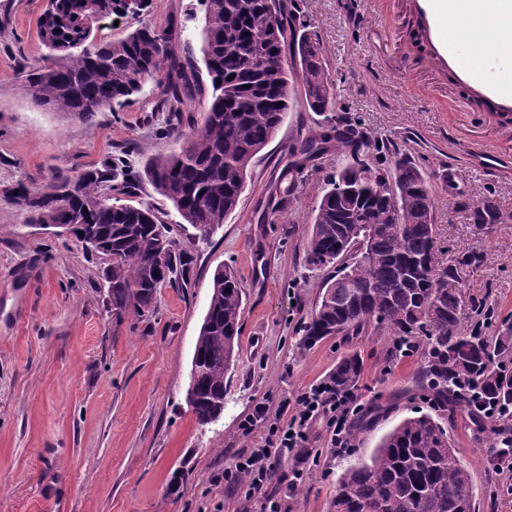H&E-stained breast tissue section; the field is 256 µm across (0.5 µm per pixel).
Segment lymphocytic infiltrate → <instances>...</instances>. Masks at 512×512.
Returning <instances> with one entry per match:
<instances>
[{"label": "lymphocytic infiltrate", "mask_w": 512, "mask_h": 512, "mask_svg": "<svg viewBox=\"0 0 512 512\" xmlns=\"http://www.w3.org/2000/svg\"><path fill=\"white\" fill-rule=\"evenodd\" d=\"M362 405L356 394L336 395L327 382H319L303 390L296 398V407L288 421L280 418L249 417L246 431L263 427L264 434L257 447L233 467L225 469L224 483L244 489L245 500L260 498L264 512H281V505L269 485L278 465L308 439L312 426L325 424L332 447L350 449L348 420L358 414Z\"/></svg>", "instance_id": "lymphocytic-infiltrate-1"}]
</instances>
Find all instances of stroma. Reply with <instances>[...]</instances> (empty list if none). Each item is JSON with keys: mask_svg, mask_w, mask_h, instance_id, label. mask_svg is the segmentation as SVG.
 <instances>
[{"mask_svg": "<svg viewBox=\"0 0 512 512\" xmlns=\"http://www.w3.org/2000/svg\"><path fill=\"white\" fill-rule=\"evenodd\" d=\"M45 0H0V512H263L242 489L221 483L260 441L241 422L258 406L288 418L306 387L327 379L344 355L363 360L355 389L364 411L352 418L355 453L369 457L404 418L428 413L448 430L473 477L475 512H512V472H498L490 427L466 408L422 401L423 352L396 353L390 332L330 336L298 346L331 268L306 265L314 190L347 159L329 147L307 162L291 196L280 193L285 148L305 130L323 131L324 114L295 105L258 155L239 207L205 241L170 203L141 183L129 203L165 212L176 244L194 252L190 287L159 288L146 317L113 311L105 256L74 236L29 221L7 193L57 173L101 167L128 142L127 162L143 170L164 144L160 94L144 84L132 101L86 124L33 108L22 75L43 52L38 20ZM329 66L336 116L383 138L430 173L435 187L440 266L477 255L463 290L457 331L466 335L486 306V336L512 324V127L497 125L469 91L430 74L409 45L405 0H306ZM150 20L176 33L175 48L201 60L200 0H150L145 18L104 19L96 40L125 38ZM497 152L478 169L476 152ZM493 198L501 224H473L459 199ZM228 267L245 288L238 351L225 380L224 413L200 424L186 400L192 358L214 272ZM304 480L286 482L283 464L270 488L287 512H332L348 457L333 455L324 425L299 449Z\"/></svg>", "mask_w": 512, "mask_h": 512, "instance_id": "35a3bbf8", "label": "stroma"}]
</instances>
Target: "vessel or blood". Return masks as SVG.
I'll use <instances>...</instances> for the list:
<instances>
[{
    "label": "vessel or blood",
    "mask_w": 512,
    "mask_h": 512,
    "mask_svg": "<svg viewBox=\"0 0 512 512\" xmlns=\"http://www.w3.org/2000/svg\"><path fill=\"white\" fill-rule=\"evenodd\" d=\"M421 18L429 47L428 68L452 72L458 83L482 97L492 112L512 117V57L466 52L474 26H489L493 41L512 44V0H408Z\"/></svg>",
    "instance_id": "obj_1"
}]
</instances>
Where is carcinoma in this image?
Listing matches in <instances>:
<instances>
[{"label":"carcinoma","mask_w":512,"mask_h":512,"mask_svg":"<svg viewBox=\"0 0 512 512\" xmlns=\"http://www.w3.org/2000/svg\"><path fill=\"white\" fill-rule=\"evenodd\" d=\"M203 2L208 86L195 61L178 54L169 29L157 30L146 22L122 40L95 42L92 17L117 14L126 8L122 0H51L39 21L45 55L29 67L22 89L36 108L93 123L113 105L139 95L146 82H155L160 89L156 111L168 113L167 134L178 148L153 157L146 178L183 223L208 238L237 209L253 159L290 109V89L300 88L309 110L327 112L332 83L313 22L288 17L283 0ZM288 41L291 66L283 59ZM196 99L205 104L206 119L187 132L183 112ZM326 120V132L287 147L293 161L283 174L289 179L285 193L290 194L305 161L333 141L349 159L316 190L305 262L316 269L338 262L340 268L320 285L299 345L353 336L372 325L395 336H423L427 355L422 379L431 394L454 408L457 382L470 377L482 396L511 408L512 369L497 370L494 361L512 357V332L494 342L476 333H457L461 293L448 289V282L462 284L476 256L444 268L423 264L435 245L430 176L403 158L385 169L361 162L359 156L381 153L387 143L343 118ZM123 164L120 156L77 178L61 173L36 190L20 184L8 198L27 209L35 224H72L80 240L93 231L92 251L110 259L105 278L112 309L144 316L152 312L158 288L190 284L193 254L176 246L154 206L101 194V184L120 173L123 179L114 190L134 193L138 180L129 170H119ZM458 210L474 224L505 220L491 198L477 205L462 199ZM243 297L232 270L214 273L192 361L197 374L191 407L202 425L224 412V377L235 358ZM361 371L359 356L346 355L329 383L338 393L351 392ZM465 501L473 502L472 476L447 430L424 414L402 420L383 436L369 460L347 466L333 507L334 512H360L377 503L378 512H457Z\"/></svg>","instance_id":"cac0c4a2"}]
</instances>
